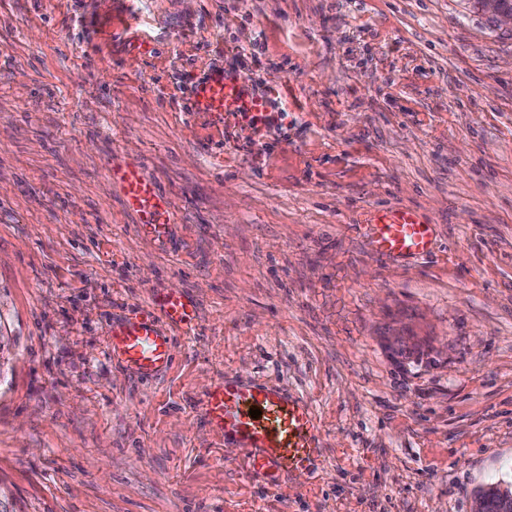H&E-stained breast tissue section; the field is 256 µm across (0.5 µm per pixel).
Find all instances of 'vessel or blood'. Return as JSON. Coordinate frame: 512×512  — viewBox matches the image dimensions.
<instances>
[{"instance_id": "1", "label": "vessel or blood", "mask_w": 512, "mask_h": 512, "mask_svg": "<svg viewBox=\"0 0 512 512\" xmlns=\"http://www.w3.org/2000/svg\"><path fill=\"white\" fill-rule=\"evenodd\" d=\"M193 111L218 115H270L265 97L239 72L215 70L196 83ZM122 200L136 218L141 237L156 242L167 236L166 199L157 183L135 165L114 170ZM374 251L385 258H422L431 252L434 227L411 208L376 209L367 226ZM196 305L181 290L155 293L150 309L112 325L107 352L142 377L166 371L173 361L170 329L193 331ZM208 423L234 438L243 450L250 474L276 478L286 473L303 478L319 456V429L311 408L303 401L263 383L224 380L202 400ZM259 417H252V410Z\"/></svg>"}]
</instances>
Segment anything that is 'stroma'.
<instances>
[{
    "instance_id": "35a3bbf8",
    "label": "stroma",
    "mask_w": 512,
    "mask_h": 512,
    "mask_svg": "<svg viewBox=\"0 0 512 512\" xmlns=\"http://www.w3.org/2000/svg\"><path fill=\"white\" fill-rule=\"evenodd\" d=\"M243 47L247 56L233 57ZM236 63L286 118L194 112ZM169 235L139 237L111 165ZM412 207L431 254L365 224ZM187 292L142 379L112 322ZM314 412L305 482L249 476L200 400ZM512 485V29L476 0H0V500L14 512H471ZM113 172L118 177L124 206L136 217L139 235L156 242L163 241L169 227L163 219L167 202L157 183L135 165L119 166ZM367 234L373 250L382 257L422 258L431 252L434 224L415 209L378 208L367 224Z\"/></svg>"
}]
</instances>
